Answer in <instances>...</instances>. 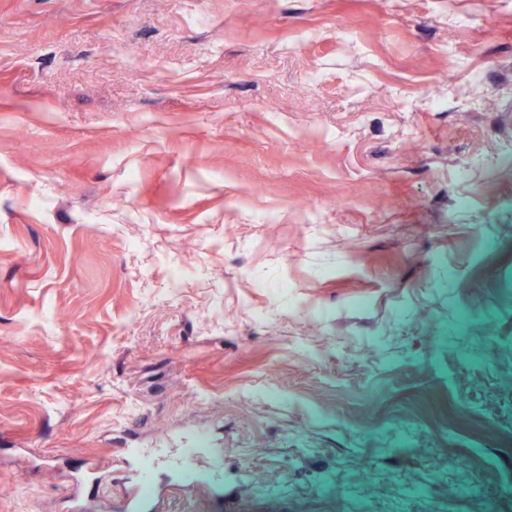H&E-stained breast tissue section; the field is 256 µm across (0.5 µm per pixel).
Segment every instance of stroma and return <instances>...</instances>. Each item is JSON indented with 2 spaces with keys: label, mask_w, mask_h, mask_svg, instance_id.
Listing matches in <instances>:
<instances>
[{
  "label": "stroma",
  "mask_w": 512,
  "mask_h": 512,
  "mask_svg": "<svg viewBox=\"0 0 512 512\" xmlns=\"http://www.w3.org/2000/svg\"><path fill=\"white\" fill-rule=\"evenodd\" d=\"M509 369L512 0H0V512H512ZM207 439L202 434L193 437L188 448H115V452L123 456H135L138 465L135 469L122 472L114 479H119L129 488L124 500L113 509L119 512H144L158 493V475L163 463L169 464L185 482H203L219 485L223 480L222 467L219 464H208Z\"/></svg>",
  "instance_id": "1"
}]
</instances>
